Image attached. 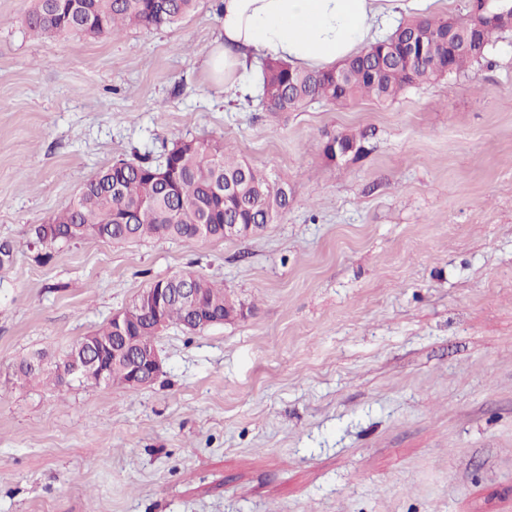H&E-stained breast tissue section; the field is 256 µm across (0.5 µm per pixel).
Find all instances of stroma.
<instances>
[{
    "label": "stroma",
    "instance_id": "1",
    "mask_svg": "<svg viewBox=\"0 0 512 512\" xmlns=\"http://www.w3.org/2000/svg\"><path fill=\"white\" fill-rule=\"evenodd\" d=\"M218 2L90 38L0 0V512H512V32L396 100L274 115L256 73L229 101L207 70ZM189 139L287 209L244 240L34 245L99 170ZM185 269L250 314L168 326L136 390L17 379ZM368 137V134L366 132H361L359 134L357 133H339L337 135H334L333 137H330L323 146V153L329 160H335L336 155L333 152V145L336 144V140H339L341 144L344 146H357L358 152L364 150V142H366V139Z\"/></svg>",
    "mask_w": 512,
    "mask_h": 512
}]
</instances>
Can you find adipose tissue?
I'll return each mask as SVG.
<instances>
[{
  "label": "adipose tissue",
  "instance_id": "1",
  "mask_svg": "<svg viewBox=\"0 0 512 512\" xmlns=\"http://www.w3.org/2000/svg\"><path fill=\"white\" fill-rule=\"evenodd\" d=\"M419 0H220L221 42L206 64L225 89L257 58L301 69L336 65L376 42Z\"/></svg>",
  "mask_w": 512,
  "mask_h": 512
}]
</instances>
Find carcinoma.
I'll return each instance as SVG.
<instances>
[{"label":"carcinoma","mask_w":512,"mask_h":512,"mask_svg":"<svg viewBox=\"0 0 512 512\" xmlns=\"http://www.w3.org/2000/svg\"><path fill=\"white\" fill-rule=\"evenodd\" d=\"M197 0H38L27 17L36 36L86 31L95 37H110L131 27L162 28L189 14ZM449 25L447 18H417L401 23L388 37L385 51L368 46L359 55L327 69L303 70L282 61L268 60L262 70V92L266 110L291 112L313 101L344 105L368 96L378 100L398 97L413 86L444 76L445 48L401 64L395 52L408 48L415 38L430 43ZM507 25L486 27L479 33L480 50L451 56L453 72L459 73L487 60L493 39L506 32ZM365 132L339 133L323 146L333 161V145L356 146L364 150ZM162 162L178 169L174 189L153 177L158 163L144 156L135 161L120 160L100 170L82 187L79 195L47 224L35 229L37 241L45 246H62L83 239L125 242L142 238H196V225L205 224L208 240L224 239L226 224L264 226L288 207V185L271 180L252 165L224 155L219 142L192 140L164 148ZM223 190L218 196L216 190ZM193 278L201 304L215 313L231 314L242 302L203 276L185 270L163 283L176 288L186 277ZM190 314L178 301L169 303L166 323L186 325ZM112 344V324L81 338L64 353L61 363L74 357L92 356ZM32 357L18 365L19 377H46L63 383L59 369L34 365Z\"/></svg>","instance_id":"carcinoma-1"}]
</instances>
